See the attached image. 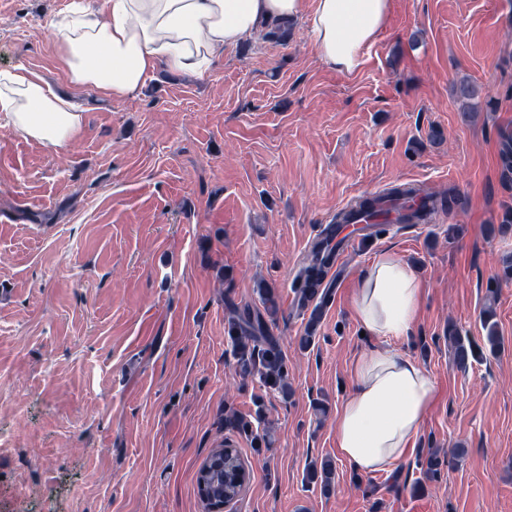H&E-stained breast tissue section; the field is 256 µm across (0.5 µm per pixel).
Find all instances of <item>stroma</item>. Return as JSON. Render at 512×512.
Instances as JSON below:
<instances>
[{"label":"stroma","mask_w":512,"mask_h":512,"mask_svg":"<svg viewBox=\"0 0 512 512\" xmlns=\"http://www.w3.org/2000/svg\"><path fill=\"white\" fill-rule=\"evenodd\" d=\"M73 0H0V72L56 90L53 29ZM480 86L465 114L453 85ZM81 135L48 151L0 123V512H203L199 467L232 440L251 468L225 512H512V0H393L363 66L317 57L306 26L228 49L206 77L159 66L135 96L73 91ZM398 183L464 208L376 224L325 281L315 333L295 302L321 229ZM393 250L423 285L394 346L437 382L404 464L336 458V414L368 337L357 279ZM501 348L466 369L449 324ZM266 329L290 386L241 369L236 311ZM311 336L301 347L302 336ZM464 449L429 478L418 457ZM336 459L333 493L305 470Z\"/></svg>","instance_id":"1"}]
</instances>
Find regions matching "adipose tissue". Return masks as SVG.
I'll return each instance as SVG.
<instances>
[{
	"instance_id": "obj_1",
	"label": "adipose tissue",
	"mask_w": 512,
	"mask_h": 512,
	"mask_svg": "<svg viewBox=\"0 0 512 512\" xmlns=\"http://www.w3.org/2000/svg\"><path fill=\"white\" fill-rule=\"evenodd\" d=\"M392 0H105L97 15L76 13L55 31L60 67L72 88L94 87L120 100L136 94L159 65L206 76L226 49L282 21L304 20L319 59L345 74L387 25ZM0 116L24 138L58 152L82 132L84 114L38 74L0 73ZM422 284L395 252L361 276L353 309L375 339L350 367L336 416V448L356 473L398 468L437 394L431 374L393 348L418 314Z\"/></svg>"
}]
</instances>
